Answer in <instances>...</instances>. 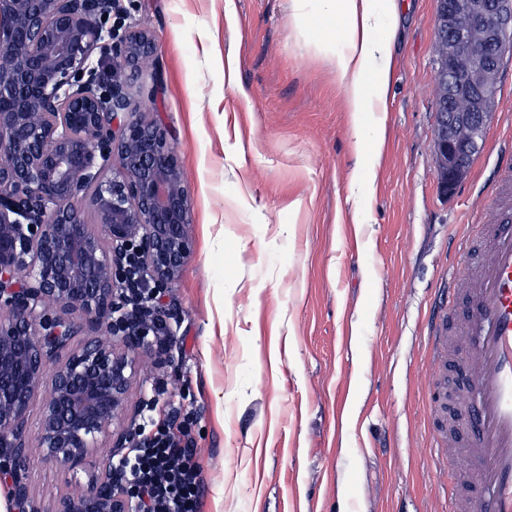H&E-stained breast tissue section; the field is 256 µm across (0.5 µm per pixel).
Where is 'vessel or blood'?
Segmentation results:
<instances>
[{"label":"vessel or blood","mask_w":512,"mask_h":512,"mask_svg":"<svg viewBox=\"0 0 512 512\" xmlns=\"http://www.w3.org/2000/svg\"><path fill=\"white\" fill-rule=\"evenodd\" d=\"M478 242L454 251L464 265L453 275L449 299L464 297L468 377L456 401L466 418L465 461L475 480L472 494L449 498L448 512H512V147L502 150L485 193ZM429 349L443 361V324L428 321Z\"/></svg>","instance_id":"vessel-or-blood-1"}]
</instances>
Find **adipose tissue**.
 <instances>
[{"instance_id": "adipose-tissue-1", "label": "adipose tissue", "mask_w": 512, "mask_h": 512, "mask_svg": "<svg viewBox=\"0 0 512 512\" xmlns=\"http://www.w3.org/2000/svg\"><path fill=\"white\" fill-rule=\"evenodd\" d=\"M323 17L339 21L341 41L319 43L351 76L347 104L353 114L382 111L388 92L397 22L396 0H315Z\"/></svg>"}]
</instances>
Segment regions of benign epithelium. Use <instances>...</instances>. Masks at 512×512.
Here are the masks:
<instances>
[{
  "label": "benign epithelium",
  "instance_id": "1",
  "mask_svg": "<svg viewBox=\"0 0 512 512\" xmlns=\"http://www.w3.org/2000/svg\"><path fill=\"white\" fill-rule=\"evenodd\" d=\"M118 11L117 0H0V480L10 512H41L23 477L38 398L41 459L88 467L95 486L51 512H132L137 489L114 460L143 439L130 392L146 336L168 317L133 311L131 293L170 287L193 250L192 196L168 132L129 119L152 38L106 27ZM436 38L448 112L435 151L451 193L484 146L512 0H440Z\"/></svg>",
  "mask_w": 512,
  "mask_h": 512
}]
</instances>
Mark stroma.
Segmentation results:
<instances>
[{"instance_id":"obj_1","label":"stroma","mask_w":512,"mask_h":512,"mask_svg":"<svg viewBox=\"0 0 512 512\" xmlns=\"http://www.w3.org/2000/svg\"><path fill=\"white\" fill-rule=\"evenodd\" d=\"M154 41L156 100L192 194L194 250L161 306L171 361L144 349L142 421L179 413L205 474L199 512H447L443 436L458 352L424 349L448 241L482 209L512 131V55L483 150L452 194L434 150L437 0H400L384 143L359 191L348 82L312 41L339 26L296 0H120ZM42 507L91 493L41 461Z\"/></svg>"}]
</instances>
